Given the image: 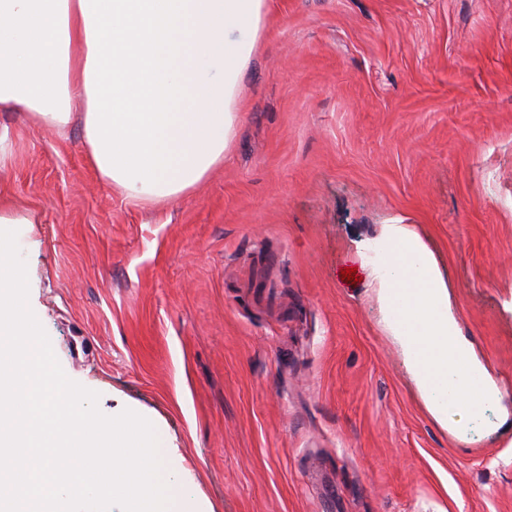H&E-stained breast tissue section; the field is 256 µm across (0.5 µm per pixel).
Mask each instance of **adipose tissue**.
<instances>
[{
    "label": "adipose tissue",
    "mask_w": 512,
    "mask_h": 512,
    "mask_svg": "<svg viewBox=\"0 0 512 512\" xmlns=\"http://www.w3.org/2000/svg\"><path fill=\"white\" fill-rule=\"evenodd\" d=\"M266 15L267 0H0V112L57 128L81 116L106 183L132 200L184 193L234 139ZM358 254L431 416L453 427L478 418L500 392L429 246L413 225L386 224Z\"/></svg>",
    "instance_id": "ef3b65f1"
}]
</instances>
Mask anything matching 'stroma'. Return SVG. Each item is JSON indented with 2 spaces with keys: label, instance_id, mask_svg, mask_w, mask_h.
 <instances>
[{
  "label": "stroma",
  "instance_id": "stroma-1",
  "mask_svg": "<svg viewBox=\"0 0 512 512\" xmlns=\"http://www.w3.org/2000/svg\"><path fill=\"white\" fill-rule=\"evenodd\" d=\"M239 106L223 163L158 203L101 180L80 122L0 112L64 373L162 431L199 512H512V0H269ZM386 224L428 242L493 369L464 434L355 255Z\"/></svg>",
  "mask_w": 512,
  "mask_h": 512
}]
</instances>
